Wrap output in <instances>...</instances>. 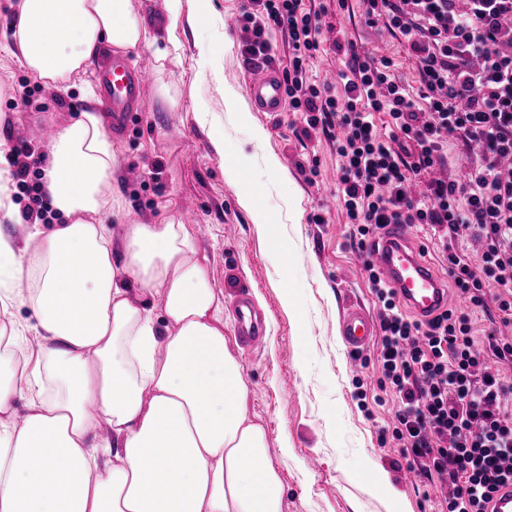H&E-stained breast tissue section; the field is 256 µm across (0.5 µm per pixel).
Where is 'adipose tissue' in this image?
I'll return each mask as SVG.
<instances>
[{"label": "adipose tissue", "instance_id": "ef3b65f1", "mask_svg": "<svg viewBox=\"0 0 512 512\" xmlns=\"http://www.w3.org/2000/svg\"><path fill=\"white\" fill-rule=\"evenodd\" d=\"M18 10L22 64L47 85L101 50L148 43L130 0H20ZM114 166L102 117L87 107L57 130L44 165L64 223L31 254L0 235V311L27 305L36 318L0 328V512H282L266 433L246 417L224 305L190 231L170 218L134 222L113 247L95 215ZM23 280L24 294L14 289ZM101 418L112 438L90 441Z\"/></svg>", "mask_w": 512, "mask_h": 512}]
</instances>
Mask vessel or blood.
I'll list each match as a JSON object with an SVG mask.
<instances>
[{"label": "vessel or blood", "mask_w": 512, "mask_h": 512, "mask_svg": "<svg viewBox=\"0 0 512 512\" xmlns=\"http://www.w3.org/2000/svg\"><path fill=\"white\" fill-rule=\"evenodd\" d=\"M151 78L148 65L129 64L115 58L99 67L96 80L103 94L113 132L125 130L133 113L143 109V91ZM247 94L260 112H280L286 104L285 85L275 72L258 69L250 73ZM409 227L392 224L378 245L371 248L368 259L380 278L396 288L400 297L422 317L430 318L447 309L448 291L443 288L431 266L411 247ZM235 328L242 345L249 350L264 347L266 328L248 294L235 297ZM340 336L349 355L367 350L377 334V323L363 308L350 307L340 321Z\"/></svg>", "instance_id": "vessel-or-blood-1"}]
</instances>
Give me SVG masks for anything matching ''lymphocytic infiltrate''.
Listing matches in <instances>:
<instances>
[{
  "label": "lymphocytic infiltrate",
  "instance_id": "obj_1",
  "mask_svg": "<svg viewBox=\"0 0 512 512\" xmlns=\"http://www.w3.org/2000/svg\"><path fill=\"white\" fill-rule=\"evenodd\" d=\"M304 0H250L239 18L246 64L270 63L275 32L288 36L283 74L290 111L307 128L336 123L337 200L367 253L388 225L431 231L454 288L477 308L494 300L512 320V0H360L368 24L398 32L416 60L419 89L395 82L392 59L343 47L342 96L309 77L324 17ZM480 145L463 180L431 178L449 139ZM425 184L411 196V180ZM476 234L478 261L454 249ZM379 305L381 387L394 405L393 438L408 466L437 479L441 512H488L491 494L512 482V375L491 372L474 346L469 313L426 321L407 314L397 293L367 267Z\"/></svg>",
  "mask_w": 512,
  "mask_h": 512
}]
</instances>
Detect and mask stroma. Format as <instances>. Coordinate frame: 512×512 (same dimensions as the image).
I'll use <instances>...</instances> for the list:
<instances>
[{"label": "stroma", "instance_id": "35a3bbf8", "mask_svg": "<svg viewBox=\"0 0 512 512\" xmlns=\"http://www.w3.org/2000/svg\"><path fill=\"white\" fill-rule=\"evenodd\" d=\"M247 0H210V16H196L195 0H182L183 21L169 30L166 0H130L149 38L143 55L153 60V76L144 89L146 109L134 113L122 134L113 135L116 174L106 191L102 219L114 242H121L131 222L157 224L165 218L196 226L210 284L224 299V337L238 360L248 388L247 417L263 425L270 456L282 482V512H438L437 491L425 477L408 481L406 461L396 441L380 444L379 433L392 423L391 405H377L381 376L376 350L366 353L364 369L347 366L339 339L343 306L357 302L376 310L377 299L364 262L349 242L350 227L336 202V149L322 132L303 134L293 112L226 111L224 89L245 91L247 66L241 56L243 33L234 26ZM325 16L314 79L338 70L333 51L337 37L353 41L359 53L388 56L393 74L403 82L418 78L415 59L383 24H367L357 0ZM17 0H0V153L10 154L29 139V126L68 124L87 104L90 70L110 59L101 51L87 71L56 88L34 80L12 43L6 22ZM179 50H172V40ZM232 50H225V41ZM214 53L212 68L197 64L199 44ZM224 131V150L211 144L214 128ZM266 133L255 145L251 128ZM279 158L271 172L263 155ZM242 168V181L224 176L225 161ZM251 190L269 213L282 216L288 202L301 210V221L288 224L291 264L281 269L275 254L277 230L262 233L239 205ZM322 223H314V215ZM248 290L266 316L268 341L248 352L235 337L233 299ZM292 292L294 311L283 304ZM362 380L364 400L354 397ZM320 468H310L312 458Z\"/></svg>", "mask_w": 512, "mask_h": 512}]
</instances>
